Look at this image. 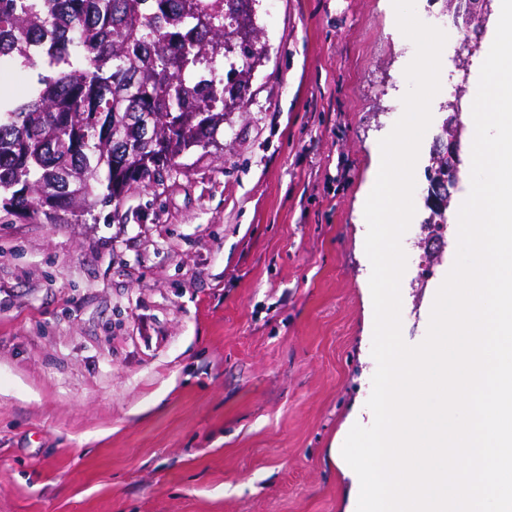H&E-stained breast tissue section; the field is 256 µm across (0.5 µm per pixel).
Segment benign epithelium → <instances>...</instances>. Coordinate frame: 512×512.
Masks as SVG:
<instances>
[{
	"label": "benign epithelium",
	"mask_w": 512,
	"mask_h": 512,
	"mask_svg": "<svg viewBox=\"0 0 512 512\" xmlns=\"http://www.w3.org/2000/svg\"><path fill=\"white\" fill-rule=\"evenodd\" d=\"M493 0H447L445 11L452 15L456 27L479 31L489 19ZM446 117L436 145L431 153L429 187L425 203L430 218L439 230L445 227V212L450 205L449 187L454 185L458 174L457 146L462 131L460 100L450 101L442 107Z\"/></svg>",
	"instance_id": "7a95c632"
}]
</instances>
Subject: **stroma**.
Listing matches in <instances>:
<instances>
[{
  "instance_id": "stroma-1",
  "label": "stroma",
  "mask_w": 512,
  "mask_h": 512,
  "mask_svg": "<svg viewBox=\"0 0 512 512\" xmlns=\"http://www.w3.org/2000/svg\"><path fill=\"white\" fill-rule=\"evenodd\" d=\"M265 57L214 145L97 223L0 224V512H345L331 456L370 425L364 205L415 55L392 0H256ZM462 33L415 165L401 333L452 268L424 227L440 104L470 102Z\"/></svg>"
}]
</instances>
